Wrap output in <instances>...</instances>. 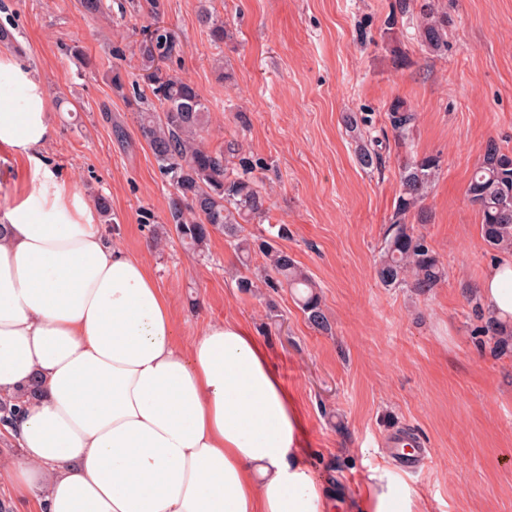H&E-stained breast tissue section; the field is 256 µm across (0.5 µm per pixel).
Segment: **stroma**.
Here are the masks:
<instances>
[{
  "label": "stroma",
  "instance_id": "35a3bbf8",
  "mask_svg": "<svg viewBox=\"0 0 512 512\" xmlns=\"http://www.w3.org/2000/svg\"><path fill=\"white\" fill-rule=\"evenodd\" d=\"M105 2L106 21L77 0H0V32L45 83L54 166L90 203L108 201L113 237L172 297L182 343L228 318L265 340L301 404L311 462L339 501L384 468L431 512H512V351L476 335L472 301L500 254L484 244L467 195L488 143L512 152V0H433L448 18L437 53L420 41L417 0L407 14L399 0H163L159 23L183 46L166 68L206 101V145L234 142L254 164L270 210L248 229L268 238L287 225L280 245L318 284L325 331L288 289L240 291L241 276L261 272L260 253L242 266L219 234L200 255L173 234L154 248L173 190L128 104L152 19L131 0ZM204 8L224 23L221 45L199 21ZM397 100L417 115L405 139L387 119ZM347 112L371 115L378 167L359 164ZM429 155L440 168L417 230L448 279L426 293L387 288L375 265L399 171Z\"/></svg>",
  "mask_w": 512,
  "mask_h": 512
}]
</instances>
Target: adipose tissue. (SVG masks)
<instances>
[{
  "instance_id": "ef3b65f1",
  "label": "adipose tissue",
  "mask_w": 512,
  "mask_h": 512,
  "mask_svg": "<svg viewBox=\"0 0 512 512\" xmlns=\"http://www.w3.org/2000/svg\"><path fill=\"white\" fill-rule=\"evenodd\" d=\"M45 85L0 54V147L32 170L0 207V400L37 385L0 479L28 512H336L294 395L235 319L175 336L169 296L42 153ZM477 295L512 327V257ZM348 512H426L381 471Z\"/></svg>"
}]
</instances>
